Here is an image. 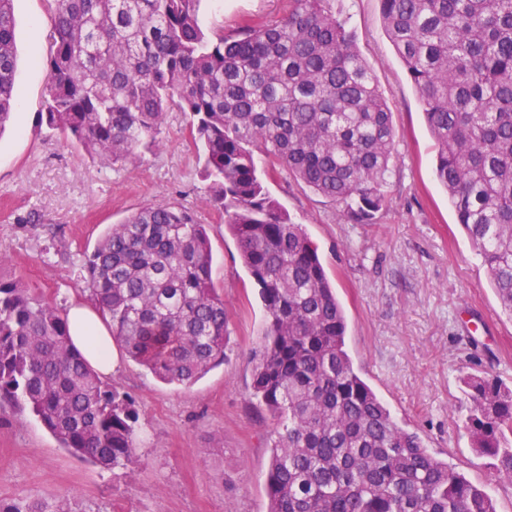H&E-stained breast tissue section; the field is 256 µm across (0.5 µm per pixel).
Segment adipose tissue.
I'll list each match as a JSON object with an SVG mask.
<instances>
[{"mask_svg": "<svg viewBox=\"0 0 512 512\" xmlns=\"http://www.w3.org/2000/svg\"><path fill=\"white\" fill-rule=\"evenodd\" d=\"M67 314L74 345L98 373L111 375L116 367L112 336L95 307L80 303L71 306Z\"/></svg>", "mask_w": 512, "mask_h": 512, "instance_id": "adipose-tissue-1", "label": "adipose tissue"}]
</instances>
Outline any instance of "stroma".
I'll list each match as a JSON object with an SVG mask.
<instances>
[{
	"instance_id": "1",
	"label": "stroma",
	"mask_w": 512,
	"mask_h": 512,
	"mask_svg": "<svg viewBox=\"0 0 512 512\" xmlns=\"http://www.w3.org/2000/svg\"><path fill=\"white\" fill-rule=\"evenodd\" d=\"M359 55L392 111L396 130L386 204L372 224L340 221L335 203L287 170L266 178L270 195L318 249L347 315L355 369L397 423L476 484L497 512H512V484L497 481L465 428L462 379L486 373L512 386V317L501 309L481 257L456 222L433 174L434 141L406 69L383 28L380 0H342ZM289 0H201L206 33L284 16ZM22 111L0 135V279L20 280L60 307L86 300L81 259L108 226L161 201L205 225L212 278L229 336L222 365L191 386L157 380L114 349L108 382L138 410L133 461L103 469L76 458L29 413L0 406V499L64 503L70 512H267L265 475L275 424L250 397L252 355L265 311L182 112L167 113L162 144L115 166L49 137L41 123L51 0H14ZM37 223H27L29 213Z\"/></svg>"
}]
</instances>
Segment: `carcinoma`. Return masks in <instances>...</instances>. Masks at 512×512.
Masks as SVG:
<instances>
[{"label":"carcinoma","instance_id":"1","mask_svg":"<svg viewBox=\"0 0 512 512\" xmlns=\"http://www.w3.org/2000/svg\"><path fill=\"white\" fill-rule=\"evenodd\" d=\"M384 30L419 92L434 174L512 317V0H380ZM199 0H52L41 122L112 165L160 146L189 115L202 178L265 310L251 391L276 428L268 512H496L402 429L355 370L336 290L303 225L273 199L253 150L372 224L386 203L392 111L336 0H291L277 21L209 36ZM13 0H0V134L18 88ZM112 341L157 379L190 385L223 364L227 311L205 225L169 202L113 224L83 257ZM473 448L512 482V388L464 378ZM71 454L132 460L135 401L72 342L66 310L0 281V400Z\"/></svg>","mask_w":512,"mask_h":512}]
</instances>
